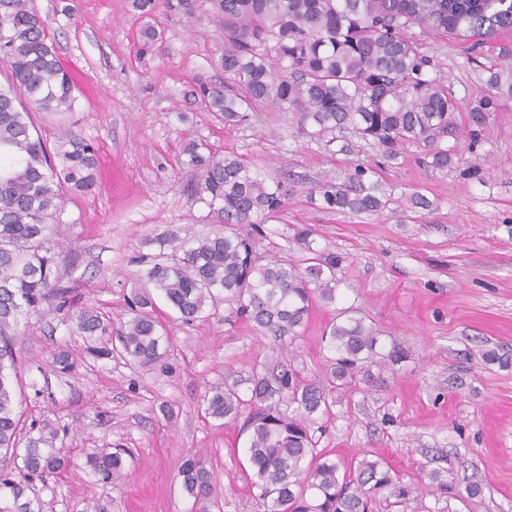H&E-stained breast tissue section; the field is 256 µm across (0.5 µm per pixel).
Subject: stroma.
I'll list each match as a JSON object with an SVG mask.
<instances>
[{"label": "stroma", "mask_w": 512, "mask_h": 512, "mask_svg": "<svg viewBox=\"0 0 512 512\" xmlns=\"http://www.w3.org/2000/svg\"><path fill=\"white\" fill-rule=\"evenodd\" d=\"M36 7L80 96L73 112L35 113V128L49 143L71 130L94 145L99 162L97 186L66 196L62 215L60 271L81 302L120 328L137 256L158 253L160 234L213 229L190 192L194 173L179 164L185 141L204 140L217 155L236 154L274 175L288 172L293 192L281 220L266 224L261 255L304 259L292 235L305 225L315 247L343 258L336 300L314 309L295 342V366L305 378H323L330 355L323 331L345 310L376 325L383 350L406 353L383 383L336 392L319 420L320 448L345 463L381 460L412 487L406 501L381 502L379 512H512V99L495 102L475 137L467 112L479 72L512 66V31L481 56L456 36L430 38L464 156L434 169L415 144L393 160L351 133L324 146L273 107L225 127L192 94L198 82L224 83L210 64L221 49L212 16L190 24L157 10L153 24L163 39L143 54L128 0H36ZM357 162L374 167L389 208L339 214L310 201V188L342 180ZM414 192L433 201V210H406ZM156 306L167 354L150 367L97 356L109 337L80 335L53 316H20L17 408L30 420L66 424L57 447L72 460L67 473L37 485L40 512H196L179 477L192 456L213 474L212 512H260L246 419L220 424L205 416L203 398L211 384L276 363V342L224 303L190 324L164 298ZM62 350L74 363L67 374L54 364ZM489 350L508 365L485 362ZM93 448L123 449L121 472L106 480L86 467ZM435 470L456 496L424 491ZM470 484L481 486L480 496L464 497Z\"/></svg>", "instance_id": "obj_1"}]
</instances>
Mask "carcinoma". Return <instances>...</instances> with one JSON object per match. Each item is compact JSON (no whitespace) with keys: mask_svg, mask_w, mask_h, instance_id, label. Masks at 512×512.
Wrapping results in <instances>:
<instances>
[{"mask_svg":"<svg viewBox=\"0 0 512 512\" xmlns=\"http://www.w3.org/2000/svg\"><path fill=\"white\" fill-rule=\"evenodd\" d=\"M169 15L191 21L207 11L219 21L222 53L213 65L224 86L198 84L205 108L228 127L270 105L292 112L300 131L329 147L350 131L394 159L407 144L423 146L430 164L446 168L464 161L458 147L451 93L432 75L436 64L427 39L437 32L478 38L483 47L512 31V0H132L142 20L158 4ZM0 56L11 67L0 84V512H34L25 491L36 480L65 471L67 457L55 451L61 428L48 419L20 428L8 370L16 369L18 316L46 309L73 319L86 336H114L123 355L138 366L156 365L163 325L154 294H161L185 323L208 303L236 308L263 336L293 341L320 299H336V268L343 257L315 248L312 232L299 229L293 241L308 257L304 267L281 257L260 263L264 225L281 218L288 183L234 154H214L202 140L187 141L180 164L196 174L192 192L221 228L202 237L159 239L169 251L138 259V288L128 300L130 318L114 332L90 306H77L72 288L58 273L59 235L67 193L92 191L97 157L92 144L69 130L49 147L35 131L31 109L72 112L78 84L46 33L35 0H0ZM512 98V68L489 71L479 94L470 97V124L482 129L491 106ZM373 170L353 164L343 180L310 192L337 213H379L390 196L371 179ZM333 353L320 383L300 376L291 362L253 368L250 398L234 385H211L205 415L235 421L252 407L249 460L256 470L263 512H373L379 498L406 499L411 487L379 460L364 458L340 467L317 451L316 427L335 403L338 389L371 380V367L388 368L397 351L376 350V329L362 317L332 321L326 330ZM124 451H92L85 464L104 477L123 467ZM179 475L184 491L208 512L215 499L206 464L185 459Z\"/></svg>","mask_w":512,"mask_h":512,"instance_id":"cac0c4a2","label":"carcinoma"}]
</instances>
